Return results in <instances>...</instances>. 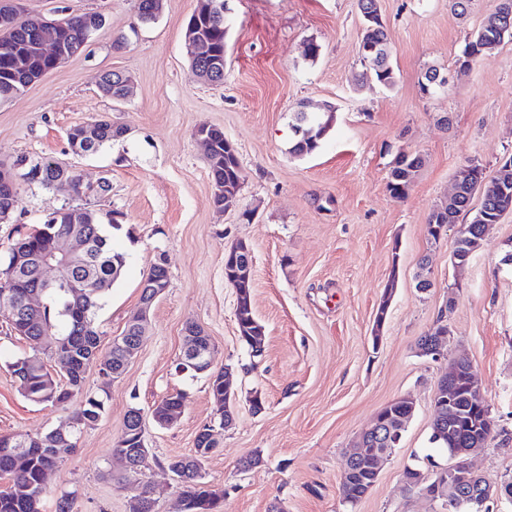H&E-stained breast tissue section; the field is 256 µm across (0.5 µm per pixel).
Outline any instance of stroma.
<instances>
[{"label":"stroma","instance_id":"1","mask_svg":"<svg viewBox=\"0 0 512 512\" xmlns=\"http://www.w3.org/2000/svg\"><path fill=\"white\" fill-rule=\"evenodd\" d=\"M196 0H164L151 24L136 20V0H24L29 14L56 18L95 11L105 23L86 50L16 97L0 100V165L17 156L50 157L108 192L75 195L67 185L20 186V203L0 223V258L18 233L63 207L119 213L112 244L126 257L98 312L99 358L140 304V283L164 261L169 286L154 304L141 347L126 372L103 384L97 361L85 373L89 393L105 392V411L77 436L48 475L41 512L64 493L73 512H128L131 487L119 481L114 448L131 408L150 411L182 393L179 421L147 422L156 458L145 479L155 512H180L181 490L162 463L191 453L198 430L215 417L206 375L176 372L187 322L211 338L215 367L229 366L237 411L205 462L203 480L223 492L217 512H446L408 488L405 467L425 456L445 463L429 435L434 394L451 359H469L491 409L494 432L472 460L490 479L512 478V213L490 225L469 265L450 262L456 227L439 244L428 217L447 204L470 160L496 176L512 159V41L489 60L459 70L457 60L493 12L472 0L457 16L450 0H378L395 84L363 85L358 0H225L224 83L202 84L184 47ZM320 47L306 57L308 43ZM451 76L428 95V69ZM130 75L134 93L116 103L98 88L103 72ZM332 105L335 119L320 149L289 154L299 107ZM109 116L128 133L93 156L73 154L65 132ZM223 129L244 181L236 200L216 211L213 183L193 132ZM424 164L405 199L386 188L397 154ZM245 242L253 255L252 305L265 326L262 357L237 334L236 291L224 279V254ZM431 288L418 287L421 278ZM388 301L384 324L376 317ZM0 310V433L36 436L67 424L75 404L26 400L9 367L28 352ZM452 336L444 359L420 354L417 341L436 322ZM411 397L415 413L370 493L356 506L340 491L345 457L388 402ZM257 454L259 466L242 469Z\"/></svg>","mask_w":512,"mask_h":512}]
</instances>
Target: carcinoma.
<instances>
[{
	"label": "carcinoma",
	"mask_w": 512,
	"mask_h": 512,
	"mask_svg": "<svg viewBox=\"0 0 512 512\" xmlns=\"http://www.w3.org/2000/svg\"><path fill=\"white\" fill-rule=\"evenodd\" d=\"M212 11L200 19V37L198 51L191 65L210 70L224 69V0H211ZM362 16V37L360 46L364 70L360 75L361 84L377 83L384 88L395 84V73L388 60L387 34L377 9V0H358ZM49 31L58 43L71 45L82 43L88 36L86 14L68 15L60 19H43L22 16L15 11L8 25L0 23V99L9 98L26 89L23 81L26 77L48 70L54 66V59L38 47L40 33ZM470 44L483 47L482 58L489 59L501 45L500 33L496 21L481 27L471 38ZM101 93L115 102L124 100L123 90L112 83V72L104 73L99 84ZM334 108L330 105L322 112H309L307 119L295 113L292 128L304 127L307 136H293L290 153L296 157H305L315 153L320 147L324 135L333 121ZM99 135L89 149L93 155L103 147L127 135L128 129L122 125L101 117L96 120ZM211 133V152L208 160L212 181L217 193L213 198L214 206L224 209L226 195L236 196L243 184V172L237 148L224 147V132L218 128H209ZM35 165L42 168L38 183L45 189H52L61 182L71 185L72 191L82 195L89 190L80 176L50 158H37ZM422 158L418 155H400L391 163L387 189L392 197L405 196L409 181L404 178L408 169L420 168ZM456 199L454 204L433 211L428 224H454L462 214L470 216V225L476 229L481 224H494L499 213L508 203L512 183L502 186L499 179L483 175L481 164L470 161L461 169L456 181ZM481 195L483 210H472L475 194ZM103 224L96 213L84 208H61L48 214L43 223L29 231L18 234L14 244L24 249L36 259L51 255L57 240L72 233L85 237L89 244V261L68 271L73 277L90 280L92 287L87 295L77 300L69 297L60 288H52L43 294V304L34 310L37 315L30 326L20 334V338L30 345V351L10 362L12 373H18L17 367L26 369L24 376L17 378L21 395L31 401L51 406L65 405L75 399L80 405L72 417L71 425L53 429L40 437L22 443L15 439L8 443L9 436L0 434V512H40L45 486L41 483L44 470L54 468L60 462L56 449L76 445V434L85 427L94 425L105 410L104 399L84 393V385L77 384L75 374L82 371L92 351L100 346V333L96 318L101 300L120 278L125 266L124 255L115 251L109 236L102 231ZM35 291V282L29 278H14L0 261V295L5 293L14 298ZM239 337L250 338L264 325L256 317L251 305V288L240 289ZM51 333L67 345L56 348L51 356L62 366L69 365V374L59 379L50 372L43 358L42 336ZM209 390L217 407L218 417L214 418L208 431L198 435L196 448L191 455H182L166 461L168 468L177 467L180 471L182 497L186 501V512H213L223 494L210 488L202 481L201 461L212 448L216 438L224 431V405L220 401L223 395V382L216 378L209 383ZM460 417L455 419L454 431L462 439V447L468 448L474 439L481 437L484 429H492V424L480 422L479 414L473 412L468 390L458 386L456 390ZM140 412L132 408L126 416L122 432L127 435L128 450L135 451L140 445V434L136 430L133 414ZM365 474L348 475L341 478L340 490L345 497L361 499L365 488L361 487Z\"/></svg>",
	"instance_id": "1"
}]
</instances>
